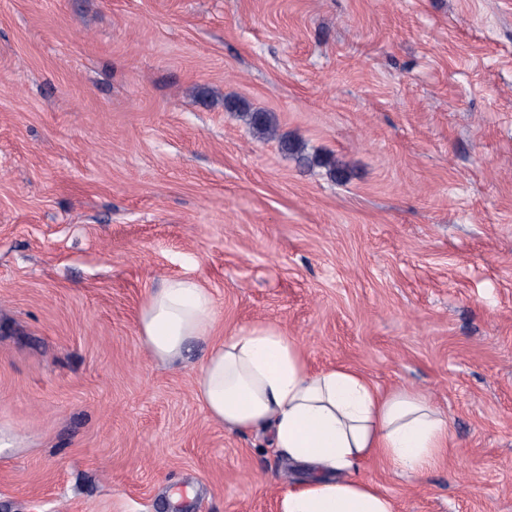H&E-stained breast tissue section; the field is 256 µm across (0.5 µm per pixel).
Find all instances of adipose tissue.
<instances>
[{"mask_svg":"<svg viewBox=\"0 0 512 512\" xmlns=\"http://www.w3.org/2000/svg\"><path fill=\"white\" fill-rule=\"evenodd\" d=\"M139 334L151 356L179 360L210 339L215 304L190 278H169L147 295ZM209 418L239 432H264L307 478L278 501V512H394L392 500L355 470L378 458L400 473L433 468L448 442V421L419 393L383 392L347 367L312 371L298 341L258 322L213 342L195 379Z\"/></svg>","mask_w":512,"mask_h":512,"instance_id":"obj_1","label":"adipose tissue"}]
</instances>
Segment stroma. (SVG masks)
Segmentation results:
<instances>
[{
  "instance_id": "stroma-1",
  "label": "stroma",
  "mask_w": 512,
  "mask_h": 512,
  "mask_svg": "<svg viewBox=\"0 0 512 512\" xmlns=\"http://www.w3.org/2000/svg\"><path fill=\"white\" fill-rule=\"evenodd\" d=\"M271 113L305 167L227 111ZM217 335L429 395L396 512H512V0H0V512H277L304 476L153 360L150 288ZM138 324L151 356L161 363H173L191 342L212 335L216 324L213 297L193 279H165L148 293Z\"/></svg>"
}]
</instances>
